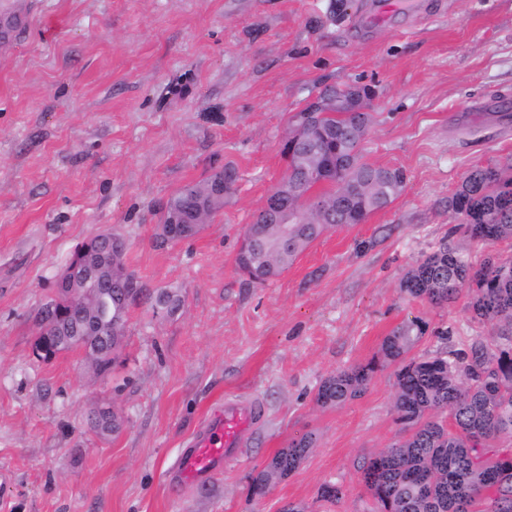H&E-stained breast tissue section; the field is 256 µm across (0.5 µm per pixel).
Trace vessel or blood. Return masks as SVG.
Segmentation results:
<instances>
[{
  "mask_svg": "<svg viewBox=\"0 0 512 512\" xmlns=\"http://www.w3.org/2000/svg\"><path fill=\"white\" fill-rule=\"evenodd\" d=\"M259 413L257 405L225 404L205 421L179 463V479L193 481L220 469L234 456Z\"/></svg>",
  "mask_w": 512,
  "mask_h": 512,
  "instance_id": "obj_1",
  "label": "vessel or blood"
}]
</instances>
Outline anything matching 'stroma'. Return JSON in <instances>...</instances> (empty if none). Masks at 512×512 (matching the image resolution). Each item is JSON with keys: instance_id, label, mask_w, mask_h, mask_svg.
Returning a JSON list of instances; mask_svg holds the SVG:
<instances>
[{"instance_id": "obj_1", "label": "stroma", "mask_w": 512, "mask_h": 512, "mask_svg": "<svg viewBox=\"0 0 512 512\" xmlns=\"http://www.w3.org/2000/svg\"><path fill=\"white\" fill-rule=\"evenodd\" d=\"M370 0H22L26 30L0 49V512H373L362 468L401 435L394 367L337 405L327 378L378 355L421 318L412 350L492 341L468 294L410 298L404 273L447 240L481 264L512 243L469 241L448 199L477 166L512 168V0H424L416 16L360 24ZM369 85L366 162L406 186L360 224L325 232L257 286L235 266L240 240L284 177L280 140L322 86ZM233 165L239 180L199 233L161 242L170 196ZM104 229L148 290L178 311L130 306L108 376L72 350L33 352L37 314L75 248ZM253 403L260 417L223 468L178 488L208 413ZM101 405L121 419L104 436ZM315 443L259 500L250 476L294 438ZM342 483L343 499L317 497Z\"/></svg>"}]
</instances>
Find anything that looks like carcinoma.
Here are the masks:
<instances>
[{"label":"carcinoma","mask_w":512,"mask_h":512,"mask_svg":"<svg viewBox=\"0 0 512 512\" xmlns=\"http://www.w3.org/2000/svg\"><path fill=\"white\" fill-rule=\"evenodd\" d=\"M311 132L323 143L325 157L316 177L305 182V189L337 180L360 187L374 174L391 180L401 190L405 188L402 170L362 161V142L356 140L350 122L327 118L315 124ZM215 180L224 182L227 196L237 181V172L227 164L208 178L181 187L168 199L162 223L191 224L201 211L214 215L224 206L211 191ZM451 205L463 218L459 230L465 237L489 247L512 240V176L505 177L496 168L476 167L465 176ZM337 207L340 226L359 224L378 210L372 199L358 192L339 201ZM304 215V205L291 206L289 218L296 222L303 243L308 245L327 227H303ZM295 257L296 249L290 246L281 264L263 267L240 250L235 264L252 282L264 284L278 277ZM128 281H136L130 272L125 279L94 291L97 353L87 356L99 375L110 374L117 364L108 336L112 322L125 324L130 305L143 295L141 287L129 290ZM402 288L410 297L434 305L445 304L467 291L472 317L499 326L496 339L490 344L475 339L467 348H457L449 344L450 331L445 330L437 333L443 346L409 358L407 354L428 330L427 322L412 320L384 339L380 359L324 381L317 403L335 405L354 397L366 389L378 366L396 365L394 411L404 436L371 457L362 475L377 512H512V453L493 444L503 437L512 439V261L489 257L475 269L458 247L441 242L410 267ZM180 303L167 291L153 299V307L167 313L175 312ZM41 310L48 321L61 328L83 320L81 309L64 301L50 300ZM73 340V336L42 334L38 343L43 352L38 357L50 360L66 351V343ZM443 411L449 412L453 428L438 419ZM94 428L100 434L117 433L121 421L112 412L104 413L96 418ZM312 445V436L306 434L277 451L251 477L252 495H266L294 472ZM319 496L327 503H337L343 497V487L325 482Z\"/></svg>","instance_id":"obj_1"}]
</instances>
